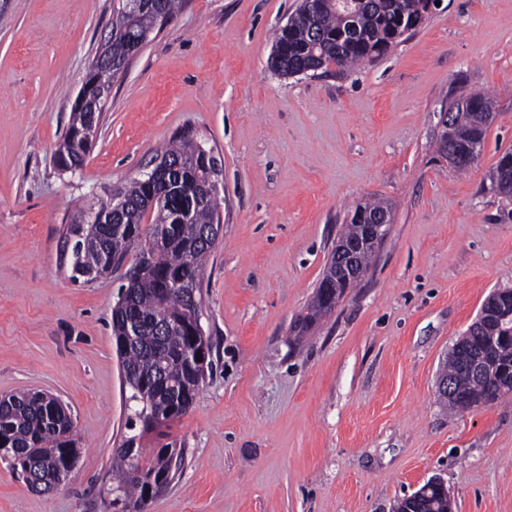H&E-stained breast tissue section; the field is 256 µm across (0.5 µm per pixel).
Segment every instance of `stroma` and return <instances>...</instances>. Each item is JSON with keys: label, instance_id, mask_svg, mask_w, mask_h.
Instances as JSON below:
<instances>
[{"label": "stroma", "instance_id": "35a3bbf8", "mask_svg": "<svg viewBox=\"0 0 512 512\" xmlns=\"http://www.w3.org/2000/svg\"><path fill=\"white\" fill-rule=\"evenodd\" d=\"M299 0H182L113 84L83 168L55 152L112 0H0V396L69 408L80 449L54 491L0 460V512H107L135 409L112 335L122 272L70 278L67 224L146 171L180 129L223 166V235L200 289L213 368L188 414L139 438L184 466L147 512H394L442 477L455 512H512V398L452 413L449 353L512 287V0H441L383 58L283 77L268 59ZM496 100L468 173L437 152L440 114ZM393 220L357 287L306 334L355 207ZM496 173L497 178L493 180L492 174ZM490 181L492 188L500 194L512 195V151H504L497 160L491 174Z\"/></svg>", "mask_w": 512, "mask_h": 512}]
</instances>
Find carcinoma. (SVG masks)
<instances>
[{
  "label": "carcinoma",
  "mask_w": 512,
  "mask_h": 512,
  "mask_svg": "<svg viewBox=\"0 0 512 512\" xmlns=\"http://www.w3.org/2000/svg\"><path fill=\"white\" fill-rule=\"evenodd\" d=\"M316 14L298 7L288 18V26L278 30L275 47L279 49L278 70L292 75L318 67L348 70L365 61L378 59L403 36L412 19L420 17L422 0H319ZM180 0H139L137 13L130 16L129 0H113L112 36L106 56L94 58L82 84V92L99 105L88 111L73 110L56 156L60 170L81 167L91 147L84 143L86 113L100 120L112 90V82L122 75L131 58L153 33L158 18L178 9ZM466 120L441 133L438 153L457 155L459 172L468 170L470 149L482 146L492 116L488 97H470ZM161 162L176 167L175 181L159 180L147 184L139 178L121 189L122 201L110 195L90 214L74 217L67 225L65 239L73 242L69 252L71 279L91 281L112 262L123 263L131 251L136 257L129 269L128 299L112 309V333L115 341L123 338L125 324L136 320L140 333L136 341L120 354L125 383L132 391L136 417L145 422L165 424L185 415L196 399L205 379V371L191 354L197 347L211 348L209 340L196 335L191 315L192 295L199 288L206 261L216 242L204 243V228L220 218L219 194L207 195L204 187L211 171L198 152L197 142L178 135L156 154ZM493 172L492 188L512 195V151H504ZM194 201L190 214H183L186 201ZM119 225L121 229L112 230ZM333 307L317 301L298 323L308 331ZM166 320L171 328L160 333L156 321ZM445 376L453 379L455 389L467 399V409L490 404L512 396V387L501 390L486 378H476L462 369L455 358L448 360ZM69 414L63 406L53 407L42 391H22L0 396V451L12 462L13 469L28 479L35 471L44 476H62L67 459L79 458L73 434H64ZM183 450L160 448L148 455L141 448L131 454L117 449L112 484L105 489L133 507L141 502L147 485L166 477L170 482L181 469ZM417 512H448V495L431 488L413 501L404 502Z\"/></svg>",
  "instance_id": "carcinoma-1"
}]
</instances>
